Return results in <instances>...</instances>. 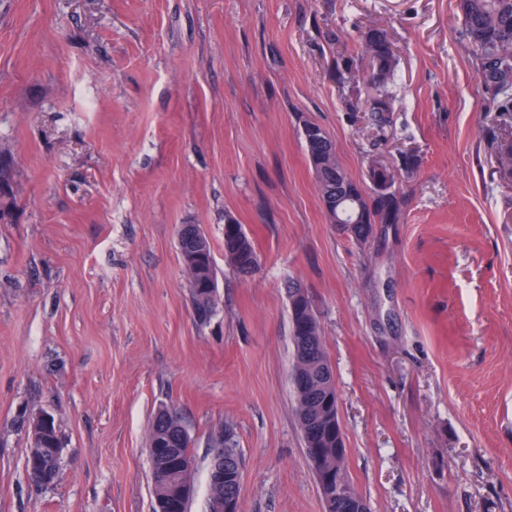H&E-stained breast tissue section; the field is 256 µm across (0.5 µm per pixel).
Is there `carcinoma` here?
I'll return each instance as SVG.
<instances>
[{
  "mask_svg": "<svg viewBox=\"0 0 512 512\" xmlns=\"http://www.w3.org/2000/svg\"><path fill=\"white\" fill-rule=\"evenodd\" d=\"M464 37L475 48L481 83L491 95L493 111L512 115V0H459ZM360 47L370 59V82L377 91L369 111H390L384 92L392 81L397 56L387 32L371 28L362 33ZM308 159L318 193L330 223L336 230L363 245L374 233V225L391 224L399 216V200L393 190L395 170L374 160L367 169L372 194L362 193L358 184L340 164L328 133L316 123L304 126ZM495 157L501 170L512 172V140L498 141ZM12 159L0 153V186L13 191ZM180 254L188 271L189 294L194 315L207 324L218 302L211 286L217 284L210 243L205 235L191 230L180 237ZM224 255L238 274L246 277L259 266V255L242 226L229 220L224 224ZM294 346L291 381L296 395V417L304 446L323 449L322 465L336 467V449L345 448L336 411V382L327 355L322 330L308 296L289 309ZM224 472L234 478L217 483L210 478L208 512H224V501L240 500L241 461L232 427L221 433ZM148 443L153 445L152 466L155 512H189L191 497L183 494V461L190 455L191 437L179 410L163 406L155 413ZM348 496L342 502H324L325 512H370L367 500L355 489L348 473L347 457H342Z\"/></svg>",
  "mask_w": 512,
  "mask_h": 512,
  "instance_id": "carcinoma-1",
  "label": "carcinoma"
}]
</instances>
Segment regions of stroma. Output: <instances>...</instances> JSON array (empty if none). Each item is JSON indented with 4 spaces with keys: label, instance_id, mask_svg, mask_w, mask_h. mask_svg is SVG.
Here are the masks:
<instances>
[{
    "label": "stroma",
    "instance_id": "stroma-1",
    "mask_svg": "<svg viewBox=\"0 0 512 512\" xmlns=\"http://www.w3.org/2000/svg\"><path fill=\"white\" fill-rule=\"evenodd\" d=\"M384 29L390 110L357 49ZM458 0H0V512H153L148 434L180 409L206 512L210 440L233 425L242 512H324L296 418L289 282L320 322L350 478L371 512H512V174ZM401 215L360 245L330 224L303 129ZM414 158L405 172L406 158ZM260 266L240 276L224 224ZM211 244L194 316L178 229ZM63 447L26 471L23 417ZM224 255L238 274L252 275L259 266V255L241 224H224Z\"/></svg>",
    "mask_w": 512,
    "mask_h": 512
}]
</instances>
